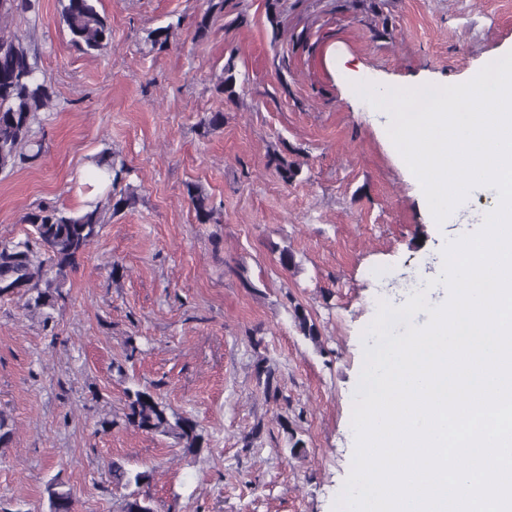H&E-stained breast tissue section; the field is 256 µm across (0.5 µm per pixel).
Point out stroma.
I'll return each instance as SVG.
<instances>
[{"instance_id": "stroma-1", "label": "stroma", "mask_w": 512, "mask_h": 512, "mask_svg": "<svg viewBox=\"0 0 512 512\" xmlns=\"http://www.w3.org/2000/svg\"><path fill=\"white\" fill-rule=\"evenodd\" d=\"M265 2L226 0L198 40L204 0H99L115 41L94 55L71 45L59 0L16 16L54 101L35 127L42 156L0 173V245L31 238L38 206L82 208L80 170L104 153L136 201L104 226L64 301L39 310L28 293L0 295V413L14 428L0 448V512H49L53 479L75 512H120L133 490L155 512H334L379 301L406 299L408 277L426 282L446 239L477 230L430 222L386 138L388 114L353 85L468 81L512 47V0H373L366 11L283 0L276 30ZM242 11L246 24L233 25ZM174 21L168 49L150 51L148 32ZM230 58L232 102L216 90ZM213 111L222 128L203 126ZM274 153L299 163L292 182L269 166ZM192 188L214 223L197 222ZM298 308L318 340L297 329ZM134 385L197 421L200 455L102 427ZM116 460L150 479L114 484Z\"/></svg>"}]
</instances>
